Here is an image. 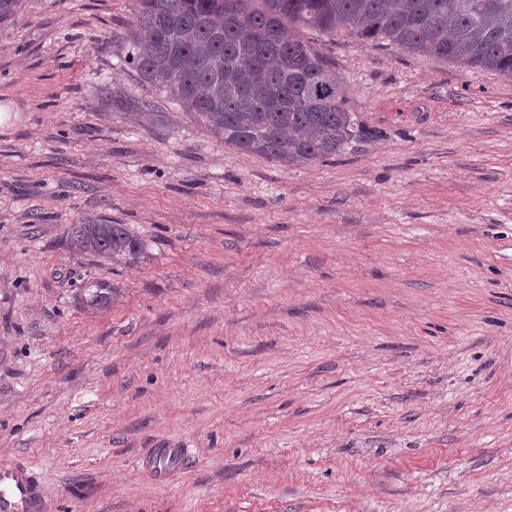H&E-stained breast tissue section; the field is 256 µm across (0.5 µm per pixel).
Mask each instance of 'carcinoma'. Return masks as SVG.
I'll use <instances>...</instances> for the list:
<instances>
[{"mask_svg": "<svg viewBox=\"0 0 512 512\" xmlns=\"http://www.w3.org/2000/svg\"><path fill=\"white\" fill-rule=\"evenodd\" d=\"M305 29L512 78V0H137L129 63L224 144L304 166L340 154L358 130L343 82ZM68 245L124 264L146 252L125 224H74ZM114 297L111 285L80 288L90 309Z\"/></svg>", "mask_w": 512, "mask_h": 512, "instance_id": "carcinoma-1", "label": "carcinoma"}]
</instances>
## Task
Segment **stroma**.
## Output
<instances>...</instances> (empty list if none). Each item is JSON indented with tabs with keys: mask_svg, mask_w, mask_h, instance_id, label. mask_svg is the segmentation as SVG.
Returning <instances> with one entry per match:
<instances>
[{
	"mask_svg": "<svg viewBox=\"0 0 512 512\" xmlns=\"http://www.w3.org/2000/svg\"><path fill=\"white\" fill-rule=\"evenodd\" d=\"M135 7L0 18V463L49 512H512V78L317 37L360 129L283 166L139 81ZM67 238L74 252H92L113 263H135L146 252L143 240L125 224H74ZM80 290V300L82 304L90 309H106L112 305L116 297V288L111 285L87 282ZM140 462L158 484H166L186 464L187 449L150 448L141 457Z\"/></svg>",
	"mask_w": 512,
	"mask_h": 512,
	"instance_id": "obj_1",
	"label": "stroma"
}]
</instances>
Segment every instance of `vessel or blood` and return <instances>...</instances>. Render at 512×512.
<instances>
[{
	"label": "vessel or blood",
	"instance_id": "1",
	"mask_svg": "<svg viewBox=\"0 0 512 512\" xmlns=\"http://www.w3.org/2000/svg\"><path fill=\"white\" fill-rule=\"evenodd\" d=\"M144 469L164 484L187 462L183 448H152L141 458ZM0 512H48L43 483L32 466L18 459L0 463Z\"/></svg>",
	"mask_w": 512,
	"mask_h": 512
}]
</instances>
